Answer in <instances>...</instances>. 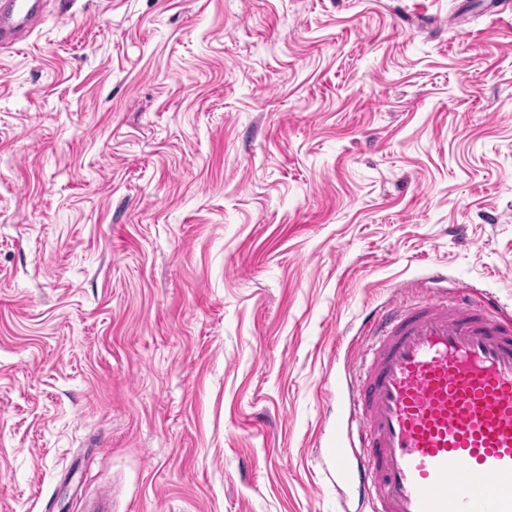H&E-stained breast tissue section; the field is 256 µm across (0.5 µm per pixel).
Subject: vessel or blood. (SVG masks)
Masks as SVG:
<instances>
[{
    "label": "vessel or blood",
    "mask_w": 512,
    "mask_h": 512,
    "mask_svg": "<svg viewBox=\"0 0 512 512\" xmlns=\"http://www.w3.org/2000/svg\"><path fill=\"white\" fill-rule=\"evenodd\" d=\"M48 0H0V48ZM428 286L363 320L347 414L320 454L341 504L369 512H512V320L493 299Z\"/></svg>",
    "instance_id": "vessel-or-blood-1"
}]
</instances>
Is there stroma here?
Instances as JSON below:
<instances>
[{
	"instance_id": "35a3bbf8",
	"label": "stroma",
	"mask_w": 512,
	"mask_h": 512,
	"mask_svg": "<svg viewBox=\"0 0 512 512\" xmlns=\"http://www.w3.org/2000/svg\"><path fill=\"white\" fill-rule=\"evenodd\" d=\"M50 0L0 49V512H338L372 309L512 319V0Z\"/></svg>"
}]
</instances>
